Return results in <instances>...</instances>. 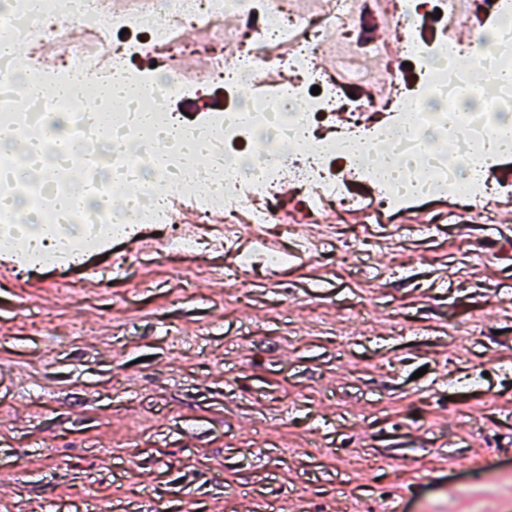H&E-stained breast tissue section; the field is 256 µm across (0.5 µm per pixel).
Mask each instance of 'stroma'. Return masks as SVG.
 <instances>
[{
	"mask_svg": "<svg viewBox=\"0 0 512 512\" xmlns=\"http://www.w3.org/2000/svg\"><path fill=\"white\" fill-rule=\"evenodd\" d=\"M203 120L212 92L160 98ZM489 216L317 215L227 280L138 237L1 248L0 512H512V178ZM368 259L343 257L350 241Z\"/></svg>",
	"mask_w": 512,
	"mask_h": 512,
	"instance_id": "obj_1",
	"label": "stroma"
}]
</instances>
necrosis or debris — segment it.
<instances>
[{"instance_id": "necrosis-or-debris-1", "label": "necrosis or debris", "mask_w": 512, "mask_h": 512, "mask_svg": "<svg viewBox=\"0 0 512 512\" xmlns=\"http://www.w3.org/2000/svg\"><path fill=\"white\" fill-rule=\"evenodd\" d=\"M0 0V37L30 43L34 53L53 52V71L81 75L80 88L101 105V86L120 75L137 87L123 97L110 125L94 127L89 113L73 111L69 100L22 112L5 93L19 75L0 65V131L14 138L49 145L64 136L72 143L95 137L101 151L90 163L83 184L71 182L67 159L35 158L32 174L10 169L0 174V241L27 239V263L62 265L126 237L139 225H154L169 256L193 250L195 235L178 226L169 205L177 198L199 199V223L223 213L225 224H255L257 249L265 250L270 272L285 261L266 251L276 229L282 183L292 185L303 216L323 209L362 211L368 218L397 215L418 200L484 206L488 164L483 141L494 129L486 113L467 94L470 49L448 36L465 25L467 15L455 0H376L381 17L410 33L407 49L382 74V92L364 99L363 109L390 113L382 127H363L352 112L343 132L317 136L315 130L343 106L366 78L362 52L372 47L360 25L361 0ZM492 26L482 40L489 68L512 66V0H488ZM91 30L94 42L75 47L48 41L61 26ZM196 38L189 39L185 30ZM347 46L334 68L315 59L328 42ZM159 48L152 78L130 64L141 48ZM193 56L201 65L185 70ZM293 74L275 94L265 90L272 68ZM224 86V110L186 124L160 110L163 94ZM320 94H312V87ZM457 143L458 155L437 151L443 141ZM263 144L256 153L254 144ZM197 153L204 164L188 168L184 157ZM137 178L142 191L113 208L105 201L111 186ZM82 198L75 211L58 210L60 196ZM265 199L266 210L253 207Z\"/></svg>"}]
</instances>
